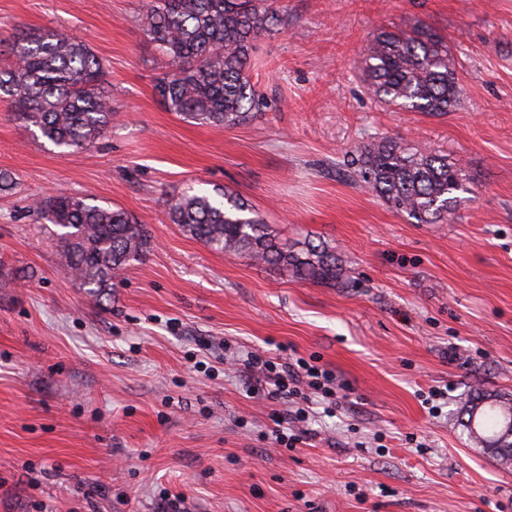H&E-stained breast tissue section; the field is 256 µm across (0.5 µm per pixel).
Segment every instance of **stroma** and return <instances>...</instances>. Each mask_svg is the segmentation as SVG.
<instances>
[{"label":"stroma","mask_w":512,"mask_h":512,"mask_svg":"<svg viewBox=\"0 0 512 512\" xmlns=\"http://www.w3.org/2000/svg\"><path fill=\"white\" fill-rule=\"evenodd\" d=\"M146 0H0V29L58 30L102 60L116 111L88 150L0 105V512H512V469L458 424L471 386L512 395V0H288L256 41L268 105L201 126L154 93L166 60ZM446 34L463 97L440 117L370 93L376 29ZM389 138L462 164L476 191L445 224H414L343 176ZM222 187L288 241L335 248L346 283L298 282L208 248L169 199ZM57 191L121 207L151 249L97 302L61 270ZM317 356L341 382L293 449L263 434L291 401L249 393L248 355ZM448 401L430 414L433 386Z\"/></svg>","instance_id":"obj_1"}]
</instances>
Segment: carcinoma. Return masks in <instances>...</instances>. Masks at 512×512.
Segmentation results:
<instances>
[{
	"label": "carcinoma",
	"instance_id": "obj_1",
	"mask_svg": "<svg viewBox=\"0 0 512 512\" xmlns=\"http://www.w3.org/2000/svg\"><path fill=\"white\" fill-rule=\"evenodd\" d=\"M281 0H147L144 33L173 69L157 77L166 108L202 126L251 121L267 102L248 74L255 41L285 23ZM11 63L0 68V101L57 147L84 150L106 133L112 96L105 68L84 42L59 31L20 30L4 41ZM369 91L388 104L430 116L460 103L447 37L425 23L381 29L367 46ZM348 179L416 224L448 221L473 193L464 169L380 138L352 151ZM32 208L58 234L61 265L86 293L102 300L112 280L150 248L145 225L117 206L92 204L67 192L37 199ZM172 223L229 255L277 268L298 281L343 278L342 260L326 244L281 241L264 215L234 191L181 195L168 203ZM468 440L501 466H512V398L473 388L459 408Z\"/></svg>",
	"mask_w": 512,
	"mask_h": 512
}]
</instances>
